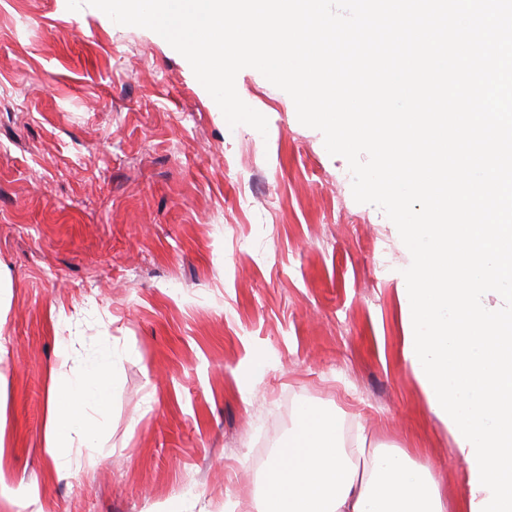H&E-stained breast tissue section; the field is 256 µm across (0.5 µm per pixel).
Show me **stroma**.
Returning <instances> with one entry per match:
<instances>
[{
  "mask_svg": "<svg viewBox=\"0 0 512 512\" xmlns=\"http://www.w3.org/2000/svg\"><path fill=\"white\" fill-rule=\"evenodd\" d=\"M229 135L155 32L0 0V512H253L263 434L340 414L456 494L462 464L401 355L390 219L259 71ZM110 337L100 448L42 451L51 370Z\"/></svg>",
  "mask_w": 512,
  "mask_h": 512,
  "instance_id": "1",
  "label": "stroma"
}]
</instances>
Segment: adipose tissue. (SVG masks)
<instances>
[{
	"instance_id": "1",
	"label": "adipose tissue",
	"mask_w": 512,
	"mask_h": 512,
	"mask_svg": "<svg viewBox=\"0 0 512 512\" xmlns=\"http://www.w3.org/2000/svg\"><path fill=\"white\" fill-rule=\"evenodd\" d=\"M113 359L105 338L77 373L51 372L43 451L55 462L64 449L95 447L104 432ZM254 512H448V494L405 451L367 449L338 416L303 406L265 469Z\"/></svg>"
}]
</instances>
